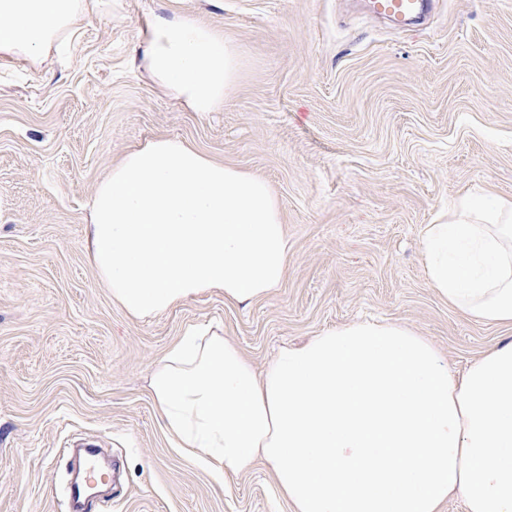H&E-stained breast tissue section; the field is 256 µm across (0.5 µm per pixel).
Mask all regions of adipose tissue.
Instances as JSON below:
<instances>
[{"label":"adipose tissue","instance_id":"1","mask_svg":"<svg viewBox=\"0 0 512 512\" xmlns=\"http://www.w3.org/2000/svg\"><path fill=\"white\" fill-rule=\"evenodd\" d=\"M89 0H0V56L39 61ZM140 64L190 111L224 105L241 71L222 31L184 16L145 28ZM86 252L137 319L202 291L247 304L280 287L288 238L261 179L177 138L128 152L97 185ZM426 275L463 314L512 325V202L466 199L427 225ZM173 448L216 481L272 469L293 512H512V340L455 374L426 337L354 322L282 348L263 375L217 331H190L150 377Z\"/></svg>","mask_w":512,"mask_h":512}]
</instances>
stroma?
I'll return each instance as SVG.
<instances>
[{"mask_svg": "<svg viewBox=\"0 0 512 512\" xmlns=\"http://www.w3.org/2000/svg\"><path fill=\"white\" fill-rule=\"evenodd\" d=\"M367 0H95L67 52L0 61V512H68L61 451L111 449L95 512H293L271 468L216 482L173 451L149 387L192 327L263 373L280 347L358 320L402 324L463 371L512 326L470 318L425 270V228L467 194L512 201V0H433L397 28ZM238 47L222 109L199 113L137 66L157 18ZM183 139L265 180L289 257L249 306L207 291L129 317L86 253L87 204L145 141Z\"/></svg>", "mask_w": 512, "mask_h": 512, "instance_id": "stroma-1", "label": "stroma"}]
</instances>
